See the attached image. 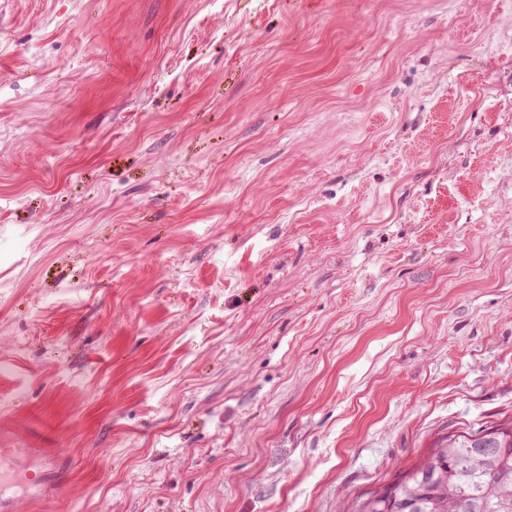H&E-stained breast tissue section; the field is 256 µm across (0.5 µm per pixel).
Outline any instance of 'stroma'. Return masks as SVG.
<instances>
[{
	"label": "stroma",
	"instance_id": "obj_1",
	"mask_svg": "<svg viewBox=\"0 0 512 512\" xmlns=\"http://www.w3.org/2000/svg\"><path fill=\"white\" fill-rule=\"evenodd\" d=\"M507 421L512 0H0L29 512H349Z\"/></svg>",
	"mask_w": 512,
	"mask_h": 512
}]
</instances>
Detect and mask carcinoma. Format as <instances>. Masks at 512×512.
I'll list each match as a JSON object with an SVG mask.
<instances>
[{
	"label": "carcinoma",
	"mask_w": 512,
	"mask_h": 512,
	"mask_svg": "<svg viewBox=\"0 0 512 512\" xmlns=\"http://www.w3.org/2000/svg\"><path fill=\"white\" fill-rule=\"evenodd\" d=\"M353 512H512V422L439 439L395 481L358 497Z\"/></svg>",
	"instance_id": "obj_1"
}]
</instances>
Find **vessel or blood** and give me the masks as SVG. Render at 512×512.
<instances>
[{
    "label": "vessel or blood",
    "instance_id": "obj_1",
    "mask_svg": "<svg viewBox=\"0 0 512 512\" xmlns=\"http://www.w3.org/2000/svg\"><path fill=\"white\" fill-rule=\"evenodd\" d=\"M40 455L37 448H0V512H21L47 494L45 473L35 465Z\"/></svg>",
    "mask_w": 512,
    "mask_h": 512
}]
</instances>
